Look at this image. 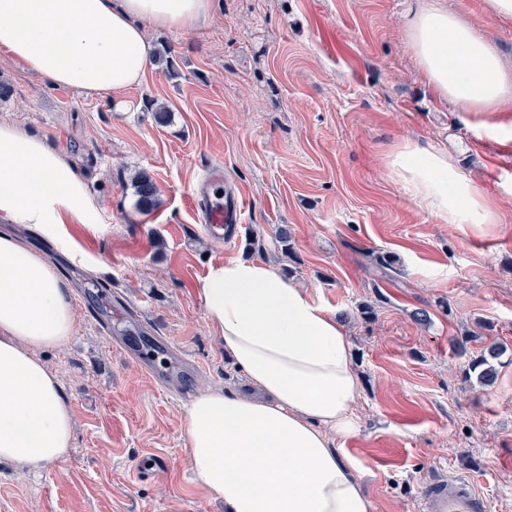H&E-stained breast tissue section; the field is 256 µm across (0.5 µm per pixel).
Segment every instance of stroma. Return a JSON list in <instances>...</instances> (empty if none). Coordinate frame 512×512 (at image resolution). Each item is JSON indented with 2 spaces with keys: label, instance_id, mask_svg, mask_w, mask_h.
<instances>
[{
  "label": "stroma",
  "instance_id": "35a3bbf8",
  "mask_svg": "<svg viewBox=\"0 0 512 512\" xmlns=\"http://www.w3.org/2000/svg\"><path fill=\"white\" fill-rule=\"evenodd\" d=\"M431 3L512 61V19L486 0H213L192 29L146 25L170 59L117 102L42 83L0 52V121L66 157L101 226L67 224V248L43 229L0 232L73 288L105 286L141 313L112 343L74 300L68 342L38 352L72 408L73 446L38 470L0 462V512H224L189 466L187 401L131 353L164 336L194 363L183 375L193 390L245 391L197 294L211 265L234 258L286 271L340 317L361 394L359 428L337 445L366 472L375 512H423L434 478L470 480L485 512H512V124L436 98L403 28ZM404 139L447 150L455 173L493 198L496 223L442 224L418 205L386 167ZM213 163L243 202L231 241L207 234L191 197ZM140 172L158 188L148 212L131 187ZM284 224L289 256L276 240ZM495 344L494 381L480 382L468 361ZM155 456L162 470L138 477Z\"/></svg>",
  "mask_w": 512,
  "mask_h": 512
}]
</instances>
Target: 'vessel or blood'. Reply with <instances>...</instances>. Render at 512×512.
<instances>
[{"label": "vessel or blood", "mask_w": 512, "mask_h": 512, "mask_svg": "<svg viewBox=\"0 0 512 512\" xmlns=\"http://www.w3.org/2000/svg\"><path fill=\"white\" fill-rule=\"evenodd\" d=\"M224 167L211 164L194 198L203 214L205 230L223 237L224 227L241 221L242 208L236 197L223 196ZM423 502L426 512H485V501L467 480L436 479L424 486Z\"/></svg>", "instance_id": "b4317fda"}]
</instances>
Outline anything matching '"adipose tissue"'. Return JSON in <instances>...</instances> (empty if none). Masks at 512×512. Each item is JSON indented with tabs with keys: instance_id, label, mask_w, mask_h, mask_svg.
I'll return each mask as SVG.
<instances>
[{
	"instance_id": "1",
	"label": "adipose tissue",
	"mask_w": 512,
	"mask_h": 512,
	"mask_svg": "<svg viewBox=\"0 0 512 512\" xmlns=\"http://www.w3.org/2000/svg\"><path fill=\"white\" fill-rule=\"evenodd\" d=\"M212 0H0V51L54 86L119 94L142 83L154 47L142 24L186 30ZM437 96L465 112H512V67L472 26L429 5L403 22ZM392 176L444 224H493L496 214L447 153L404 141ZM96 206L58 151L0 123V220L63 232ZM224 353L259 392L202 391L182 432L190 467L224 512H374L363 472L336 441L356 429L360 379L336 315L269 264L232 259L197 284ZM71 291L53 266L0 234V460L38 469L71 450L73 412L37 352L67 342Z\"/></svg>"
}]
</instances>
